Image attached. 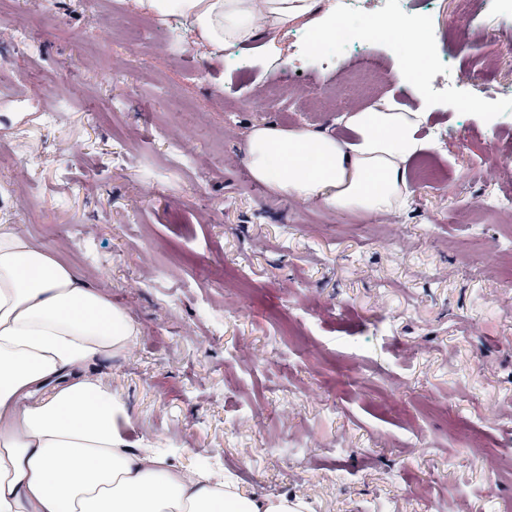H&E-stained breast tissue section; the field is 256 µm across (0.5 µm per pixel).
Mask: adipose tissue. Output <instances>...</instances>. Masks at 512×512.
<instances>
[{"instance_id":"ef3b65f1","label":"adipose tissue","mask_w":512,"mask_h":512,"mask_svg":"<svg viewBox=\"0 0 512 512\" xmlns=\"http://www.w3.org/2000/svg\"><path fill=\"white\" fill-rule=\"evenodd\" d=\"M142 13L191 21L190 42L221 58L264 32L314 17L324 42L336 17L321 0H135ZM415 88L428 38L386 19ZM426 114L386 97L352 113L347 136L274 124L253 127V178L301 202L366 213L400 208L412 192L409 163L426 146ZM141 334L111 299L89 288L13 224H0V512H306L298 496L247 495L207 466L131 446L123 396L91 371L124 355Z\"/></svg>"}]
</instances>
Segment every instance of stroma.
<instances>
[{
  "label": "stroma",
  "instance_id": "stroma-1",
  "mask_svg": "<svg viewBox=\"0 0 512 512\" xmlns=\"http://www.w3.org/2000/svg\"><path fill=\"white\" fill-rule=\"evenodd\" d=\"M410 2L453 68L414 91L387 35L318 61L292 26L267 69L260 43L213 60L133 0H0V224L139 323L95 367L132 444L309 512H512V210L475 206L512 190V0ZM367 59L383 76L352 90ZM388 95L429 114L410 171L437 179L405 208L251 176L254 125L342 136Z\"/></svg>",
  "mask_w": 512,
  "mask_h": 512
}]
</instances>
